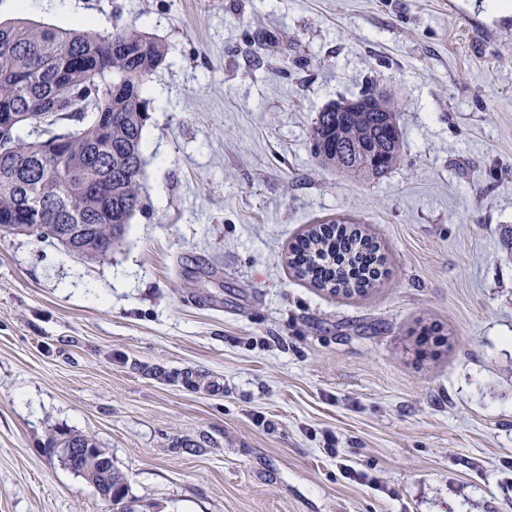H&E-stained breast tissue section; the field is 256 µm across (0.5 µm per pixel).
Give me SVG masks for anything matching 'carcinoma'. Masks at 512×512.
I'll list each match as a JSON object with an SVG mask.
<instances>
[{
    "label": "carcinoma",
    "instance_id": "carcinoma-1",
    "mask_svg": "<svg viewBox=\"0 0 512 512\" xmlns=\"http://www.w3.org/2000/svg\"><path fill=\"white\" fill-rule=\"evenodd\" d=\"M164 44L134 29H69L19 18L0 22V232L29 224L28 235L58 239L60 224H84L68 249L107 254L142 209V131L148 81ZM351 112L318 113L312 151L323 166L378 179L401 159L389 98L370 90ZM377 243L345 221L321 222L291 247L288 264L315 287L344 296L372 287ZM52 447H76L64 463L112 496L114 512H134L123 476L88 435L62 433Z\"/></svg>",
    "mask_w": 512,
    "mask_h": 512
}]
</instances>
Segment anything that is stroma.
Returning <instances> with one entry per match:
<instances>
[{"instance_id": "35a3bbf8", "label": "stroma", "mask_w": 512, "mask_h": 512, "mask_svg": "<svg viewBox=\"0 0 512 512\" xmlns=\"http://www.w3.org/2000/svg\"><path fill=\"white\" fill-rule=\"evenodd\" d=\"M18 17L167 55L111 252L0 238V512H112L59 431L138 512H512V0H0ZM370 89L404 152L356 181L310 132ZM338 218L381 246L367 296L288 265ZM51 447H60L68 454L74 452L73 457L63 453L64 463L74 472L80 474L86 481L88 480L97 489L101 496L111 495L109 502L112 505V511L116 512H134L133 503L127 500L128 489L123 476L112 466V459L99 448L94 438L88 435L60 433V437L51 439ZM83 448H90V451ZM112 468V476H103L104 470ZM101 466V467H100Z\"/></svg>"}]
</instances>
